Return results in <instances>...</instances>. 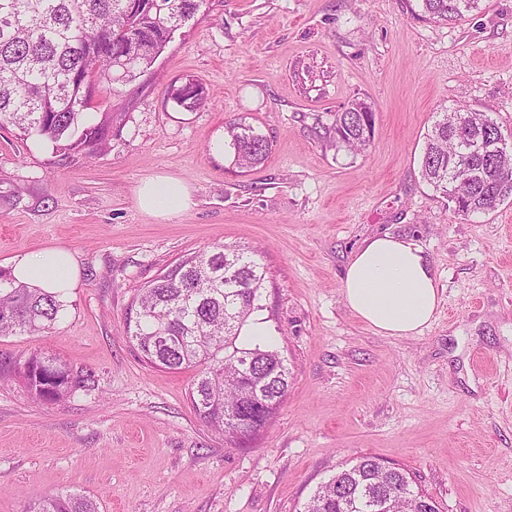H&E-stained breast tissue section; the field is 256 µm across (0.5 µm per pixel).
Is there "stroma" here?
Listing matches in <instances>:
<instances>
[{"mask_svg": "<svg viewBox=\"0 0 512 512\" xmlns=\"http://www.w3.org/2000/svg\"><path fill=\"white\" fill-rule=\"evenodd\" d=\"M189 82L203 92L190 110L172 98ZM356 99L375 111L357 153L333 129ZM94 104L112 133L90 158L0 129V275L54 246L81 269L52 329L0 336V368L37 351L95 375L57 404L0 382V512L56 492L99 512H302L363 456L412 473L441 512H512V200L468 218L420 172L441 110L512 136V0L450 24L407 0H204L147 72L101 84ZM230 120L270 139L264 163L213 151ZM158 175L190 187L189 211L138 208ZM383 234L418 243L442 290L419 335L377 334L344 302L353 253ZM216 243L258 248L254 317L290 371L244 446L200 420L193 371L151 367L126 336L139 290Z\"/></svg>", "mask_w": 512, "mask_h": 512, "instance_id": "obj_1", "label": "stroma"}]
</instances>
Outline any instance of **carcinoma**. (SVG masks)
I'll list each match as a JSON object with an SVG mask.
<instances>
[{"mask_svg":"<svg viewBox=\"0 0 512 512\" xmlns=\"http://www.w3.org/2000/svg\"><path fill=\"white\" fill-rule=\"evenodd\" d=\"M127 2L0 0V129L12 127L20 138L45 142L62 156L82 151L92 157L101 150L112 120L97 119L84 81L96 75L112 82L113 59L131 45L137 55L126 65L123 81H134L202 0H150L151 7L136 15L127 13ZM413 2L422 18L448 22L478 9L480 0ZM374 128V109L364 100L336 113V143L349 150H366ZM475 136L496 140L502 132L484 113L447 109L438 113L422 147L423 179L467 217L512 199V152L462 155L461 142ZM224 142L240 169L262 163L271 148L266 135L242 120L225 125ZM265 279L255 251L216 243L158 274L127 312V335L145 362L196 371L191 402L218 433L244 419L254 400L273 418L288 394L284 357L271 343L244 335L261 308ZM62 307L58 295L6 279L0 282V335L42 333ZM18 374L31 394L47 403L94 382L92 371H76L37 353L24 360ZM414 483L407 470L365 456L320 485L304 512H439ZM28 512H98V507L85 496L58 492Z\"/></svg>","mask_w":512,"mask_h":512,"instance_id":"obj_1","label":"carcinoma"}]
</instances>
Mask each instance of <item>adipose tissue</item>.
<instances>
[{
    "label": "adipose tissue",
    "mask_w": 512,
    "mask_h": 512,
    "mask_svg": "<svg viewBox=\"0 0 512 512\" xmlns=\"http://www.w3.org/2000/svg\"><path fill=\"white\" fill-rule=\"evenodd\" d=\"M139 209L169 217L188 211L192 192L182 180L159 176L136 191ZM16 282L67 298L80 282L75 254L63 247L21 253L12 261ZM347 307L374 332L385 336H416L433 321L441 303L435 273L414 241L385 234L365 241L352 256L342 279Z\"/></svg>",
    "instance_id": "ef3b65f1"
}]
</instances>
